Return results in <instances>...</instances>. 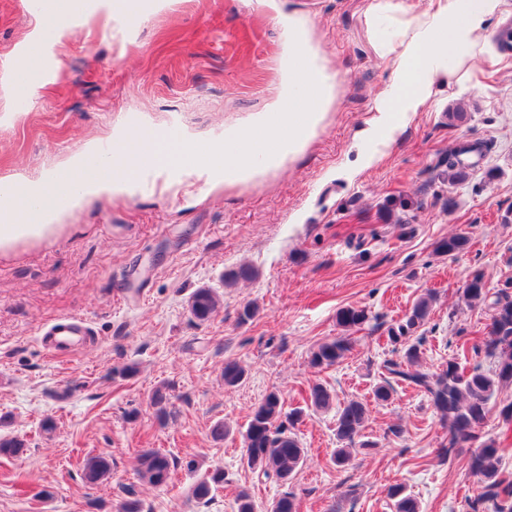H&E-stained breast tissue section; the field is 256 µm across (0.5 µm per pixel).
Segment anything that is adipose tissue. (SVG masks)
Here are the masks:
<instances>
[{
	"instance_id": "adipose-tissue-1",
	"label": "adipose tissue",
	"mask_w": 512,
	"mask_h": 512,
	"mask_svg": "<svg viewBox=\"0 0 512 512\" xmlns=\"http://www.w3.org/2000/svg\"><path fill=\"white\" fill-rule=\"evenodd\" d=\"M502 3L437 0L435 9L400 31L403 50L393 61L394 79L376 106V130L410 119L425 106L434 86L456 77L458 63L473 59L477 50L489 44L490 24L499 15ZM101 14L122 17L127 29L136 26L123 0H76L70 6L60 5L58 0H43L30 44L18 50L13 66L36 69L39 56L52 54L62 38ZM284 26L288 31V109L257 119L225 139L223 168L208 174L213 185L249 183L294 160L317 135L336 99L338 84L325 72L318 48L295 18L285 20ZM114 148L119 164L89 180L84 197L132 194L136 161H149L156 175L161 176L175 163L189 170L193 154L191 143L172 147L164 131L155 128L142 130L134 137L117 135ZM69 193V181L55 176L16 185L11 199L0 207V251L21 241L53 237L59 215L54 204ZM35 198L46 204L38 220L30 215V202Z\"/></svg>"
}]
</instances>
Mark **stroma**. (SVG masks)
<instances>
[{
	"label": "stroma",
	"instance_id": "35a3bbf8",
	"mask_svg": "<svg viewBox=\"0 0 512 512\" xmlns=\"http://www.w3.org/2000/svg\"><path fill=\"white\" fill-rule=\"evenodd\" d=\"M371 2L170 0L143 15L130 39L96 18L56 45L49 83L20 112L10 62L36 17L26 0H0V181L42 180L113 138L131 108L142 127L177 123L194 143L195 164H206L211 141L279 104L287 38L280 19L288 14L319 47L326 72L340 77L322 131L266 178L224 188L195 174L154 191L102 195L63 215L50 240L0 253V430L27 442L20 457L0 456V512H113L130 485L144 512H232L244 488L260 512L287 492L300 512L335 504L341 512H392L386 488L396 482L422 512H464L479 495L469 453L451 463L437 457L448 432L426 396L401 386L380 404L372 390L393 355L388 328L427 290L437 297L421 329L422 367L434 371L458 356L460 332L490 321L488 309L460 299L470 275L484 272L495 288L512 280V54L488 49L461 83L436 86L380 146L367 131L393 68L386 46L433 0H390L375 14ZM456 106L466 118L452 126L446 114ZM460 141L484 146L468 179H435ZM375 151L379 160L364 164ZM461 231L470 238L466 252L436 253L440 240ZM243 264L255 277L225 283ZM200 287L221 302L206 322L188 307ZM249 302L260 312L240 322ZM345 307L366 309L369 319L351 329L341 362L316 370L311 353L341 335L336 313ZM62 315L82 317L94 336L53 356L41 333ZM228 360L247 369L232 389L222 378ZM129 362L138 375H116ZM316 382L338 401L367 404L363 438L374 449L348 467L334 465L331 409L297 424L307 456L292 481L247 467L242 434L262 398L279 390L291 409ZM159 386L174 410L163 423L151 403ZM48 417L56 422L50 434L41 429ZM218 421L232 429L221 441L210 434ZM146 448L173 456L167 487L139 483L137 457ZM93 456L112 463L96 485L83 478ZM191 460L199 470L224 468L209 501L191 495Z\"/></svg>",
	"mask_w": 512,
	"mask_h": 512
}]
</instances>
